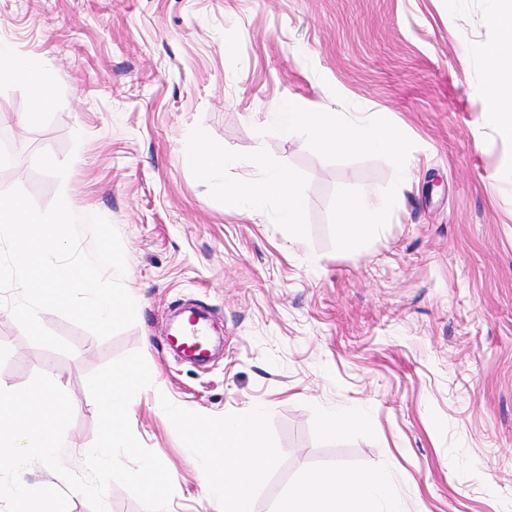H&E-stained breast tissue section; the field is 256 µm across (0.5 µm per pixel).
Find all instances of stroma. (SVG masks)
I'll list each match as a JSON object with an SVG mask.
<instances>
[{"label": "stroma", "instance_id": "35a3bbf8", "mask_svg": "<svg viewBox=\"0 0 512 512\" xmlns=\"http://www.w3.org/2000/svg\"><path fill=\"white\" fill-rule=\"evenodd\" d=\"M488 0H0V44L40 58L55 88L31 108L0 80V191L39 209L66 193L118 230L135 323L102 340L41 318L64 354L0 306V386L68 381L65 465L97 434L89 374L141 351L156 376L131 401L137 439L168 468V512H210L185 429L224 444V419L264 412L277 448L253 512L312 470L387 469L403 512H512V140L486 119ZM396 127L394 156L327 154L282 135L274 103ZM231 160L203 178L198 135ZM282 167L305 235L273 208L225 203L223 182ZM410 180H403V172ZM389 206L354 249L336 244L343 199ZM210 316L220 347L198 365L169 346L178 308ZM362 413L331 432L325 413Z\"/></svg>", "mask_w": 512, "mask_h": 512}]
</instances>
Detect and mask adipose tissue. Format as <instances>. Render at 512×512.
<instances>
[{
    "label": "adipose tissue",
    "mask_w": 512,
    "mask_h": 512,
    "mask_svg": "<svg viewBox=\"0 0 512 512\" xmlns=\"http://www.w3.org/2000/svg\"><path fill=\"white\" fill-rule=\"evenodd\" d=\"M490 18L499 29L498 40L484 52L487 78L481 88L491 110L487 118L499 132L512 138V0H490ZM0 79L25 83L34 110L53 101L51 85L42 76L40 61L0 52ZM274 117L283 134L304 130L316 146L329 154H395L401 148L396 130L386 124L322 108H306L285 102L275 107ZM224 199L262 209L274 204L278 223L288 225L294 238H302L304 226L296 201L294 180L282 168L263 167L255 175L225 181ZM384 212L373 191L348 199L339 211L336 241L341 249L355 247L371 228L381 224ZM260 411L224 421V445L214 449L202 444L201 429H192L188 445L207 475L205 496L218 512H252L251 503L265 483L276 448L263 435ZM274 512H401L391 494L389 477L381 470L336 469L305 476L292 485L275 505Z\"/></svg>",
    "instance_id": "obj_1"
}]
</instances>
